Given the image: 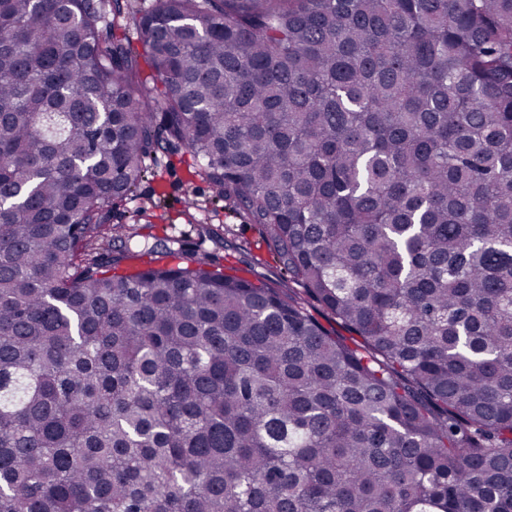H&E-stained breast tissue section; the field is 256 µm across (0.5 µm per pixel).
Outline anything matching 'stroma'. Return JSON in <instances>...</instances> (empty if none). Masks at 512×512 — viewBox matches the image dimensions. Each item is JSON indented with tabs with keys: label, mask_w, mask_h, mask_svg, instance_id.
Returning <instances> with one entry per match:
<instances>
[{
	"label": "stroma",
	"mask_w": 512,
	"mask_h": 512,
	"mask_svg": "<svg viewBox=\"0 0 512 512\" xmlns=\"http://www.w3.org/2000/svg\"><path fill=\"white\" fill-rule=\"evenodd\" d=\"M113 223L131 228L142 245L162 243L206 258L215 268L285 289L289 282L257 229L243 214L214 201L189 152L159 156Z\"/></svg>",
	"instance_id": "obj_1"
}]
</instances>
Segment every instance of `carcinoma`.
Masks as SVG:
<instances>
[{
	"label": "carcinoma",
	"mask_w": 512,
	"mask_h": 512,
	"mask_svg": "<svg viewBox=\"0 0 512 512\" xmlns=\"http://www.w3.org/2000/svg\"><path fill=\"white\" fill-rule=\"evenodd\" d=\"M134 25L0 0V512H512V0ZM184 149L294 287L130 269Z\"/></svg>",
	"instance_id": "1"
}]
</instances>
